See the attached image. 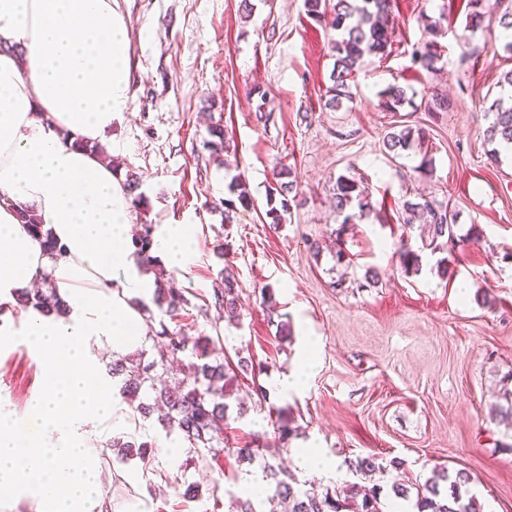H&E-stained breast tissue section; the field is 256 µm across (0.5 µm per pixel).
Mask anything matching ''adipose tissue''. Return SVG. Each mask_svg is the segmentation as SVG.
I'll return each mask as SVG.
<instances>
[{
	"mask_svg": "<svg viewBox=\"0 0 512 512\" xmlns=\"http://www.w3.org/2000/svg\"><path fill=\"white\" fill-rule=\"evenodd\" d=\"M129 37L117 0H0V308L46 276L65 313L21 310L23 343L46 365L23 412L0 408V497L37 512H107L97 448L124 422L101 352L145 344L142 302L154 277L130 244L120 177L73 143L101 142L124 112ZM32 209L60 251L44 252L17 213ZM152 251L184 269L196 232L164 224Z\"/></svg>",
	"mask_w": 512,
	"mask_h": 512,
	"instance_id": "adipose-tissue-1",
	"label": "adipose tissue"
}]
</instances>
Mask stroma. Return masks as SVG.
<instances>
[{"label":"stroma","instance_id":"1","mask_svg":"<svg viewBox=\"0 0 512 512\" xmlns=\"http://www.w3.org/2000/svg\"><path fill=\"white\" fill-rule=\"evenodd\" d=\"M452 9L444 67L432 74L411 64L412 46L444 2ZM118 0L129 26V97L107 138L118 175L133 171L141 203L132 224H188L199 252L185 269L167 271L171 286L190 304L178 324L191 336H221L226 359L263 362L259 382L269 405L240 389L246 410L231 433L248 440L272 433L269 407L284 409L299 428L273 464L295 471L298 446L322 448L327 471L303 476L302 489L357 483L390 487L399 475L425 482L435 470L464 471L482 512H512V428L501 422L504 391L512 390V160H493L485 139L486 94L512 59L499 30L465 29L466 0H396L397 25L386 60L366 58L353 98L326 107L334 59L333 30L306 15L304 0ZM397 84L417 95L436 91L454 103L442 114L417 111L427 129L424 151L385 153L394 121L381 111L379 93ZM270 112L268 123L255 118ZM224 127L253 197L224 221L226 170L204 148L210 125ZM431 160L432 173L416 168ZM292 171L299 188L285 224L270 230L266 190L274 164ZM362 178L374 207L345 236L346 272L334 269L337 227L331 209L339 175ZM447 194L459 213L460 249L443 255L424 249L417 230L397 224V213L415 193ZM419 251V274H405L400 238ZM318 242L320 255L309 246ZM448 261L447 277L436 271ZM239 282L240 326L220 318L214 291L220 271ZM380 275L365 283L366 271ZM349 284L337 286L339 275ZM274 292V309L263 289ZM287 323L289 337L278 334ZM316 345L318 364L305 389L284 396L274 379L292 366L305 340ZM42 366L23 348L0 350V405L23 411L36 394ZM123 430L157 450L146 458L100 460L103 496L127 512H230V500L253 499L270 512L266 497H251L248 478L258 466L231 456L191 460L177 432L156 420L127 421ZM176 443L170 459L163 441ZM400 458L401 470L360 475L345 458ZM191 482L200 495L184 498Z\"/></svg>","mask_w":512,"mask_h":512}]
</instances>
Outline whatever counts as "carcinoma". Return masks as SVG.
<instances>
[{
  "instance_id": "obj_1",
  "label": "carcinoma",
  "mask_w": 512,
  "mask_h": 512,
  "mask_svg": "<svg viewBox=\"0 0 512 512\" xmlns=\"http://www.w3.org/2000/svg\"><path fill=\"white\" fill-rule=\"evenodd\" d=\"M394 0H304L307 15L319 25L328 26L338 32V38L331 40V52L335 56L334 67L330 74L332 85L328 88L326 106L334 110L343 100L351 99V82L364 64L365 58L375 57L381 60L389 56L390 35L393 29L392 6ZM488 0H468L469 10L466 28L474 31L482 27L490 13ZM500 10L499 27L507 32L503 51L512 58V0H496ZM448 21V12L442 11L438 18L426 24L424 38L420 46L411 53L412 64L428 73L439 71L443 66L444 46L438 41L442 36L443 23ZM512 87V70L505 72L499 82L498 96L485 112L491 119L489 139L492 142L512 143V94L505 90ZM421 105L427 112H447L452 103L448 97L433 94L422 98ZM417 108L413 98L404 87L391 84L379 93L378 107L394 115L405 107ZM426 132L421 127L409 124L386 134L383 147L389 154L401 156L407 151L422 145ZM204 146L211 154L222 156L229 151L224 140V128L215 124L208 129V139ZM363 180L353 176L340 175L336 178L333 198L334 212L340 219L336 235L347 231V225L354 224L371 212V201ZM230 197L224 199V222L233 223L237 206L248 208L254 205L247 184L238 175L231 177L227 186ZM297 195L295 181L290 179V171L282 167L273 173V182L267 190L269 209L266 216L271 220L272 228L278 229L284 221V215L290 212L291 202ZM22 224L36 237L43 249L55 255L59 252L56 240L44 229L39 218L32 210L24 209L18 213ZM425 226L431 251L445 250L448 246L460 247L463 239L455 233L457 213L449 206L447 199L420 195L407 200L402 205L399 223L412 226L416 223ZM154 226L140 224L132 236L133 246L144 255L146 263L156 262L151 254ZM398 252L402 258L405 273L416 274L421 271V256L405 241H400ZM239 283L232 271L224 270V289L214 292L215 303L224 313L227 321L240 325L237 288ZM155 303L166 307V314L175 320L180 310L187 306L188 300L176 295L173 288L166 287L164 281L156 280ZM21 308L45 307L56 311L64 307L63 299L56 289L48 287L34 294L24 293L17 298ZM161 339L159 357L147 361L144 357H116L112 359L109 373L112 385L118 394L139 415L147 420L158 414V420L168 430H176L188 445L189 451L204 459L206 453L220 448L222 452L235 456L238 461L250 465L258 464L263 478L269 480L266 491L271 499L284 504V512H383V488L374 487L359 497L352 488L335 487L319 496L302 490L296 478L288 472L271 464L267 457L269 445L262 442V436L253 435L252 440L234 446L226 441L224 431L229 421L241 418L244 408H237L232 415L228 399L233 394V381L237 375L229 374V365L215 357L212 346L216 340L209 336L192 337L183 329H169L161 325L156 332ZM190 357L191 373L180 381L171 384L163 379L167 365ZM294 419L285 415V411H276L277 442L288 444L296 431ZM152 447L150 442L138 443L123 436L112 438V448L122 460L130 456L144 455ZM403 462L392 459L389 466L399 469ZM387 466V467H389ZM387 467L377 462L373 456L358 457L348 462L350 471L368 474L376 470L385 471ZM470 477L458 470L455 475L443 469L424 483L404 484L395 482L390 491L396 498L408 499L415 495L414 506L417 512H480L474 497L467 496L463 487L468 485ZM443 483L449 484L448 492L440 489Z\"/></svg>"
}]
</instances>
